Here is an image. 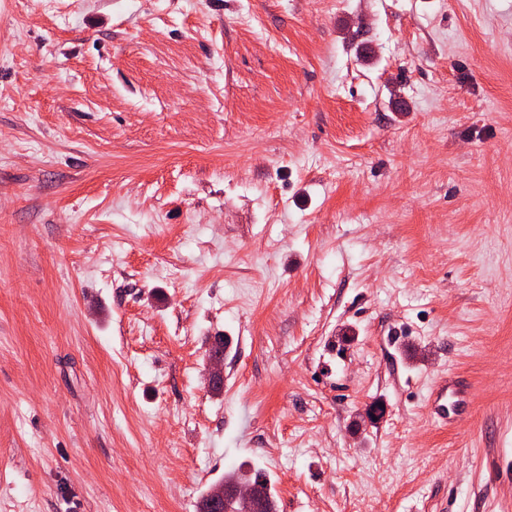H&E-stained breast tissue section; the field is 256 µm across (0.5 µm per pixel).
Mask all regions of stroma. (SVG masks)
Instances as JSON below:
<instances>
[{
    "label": "stroma",
    "mask_w": 512,
    "mask_h": 512,
    "mask_svg": "<svg viewBox=\"0 0 512 512\" xmlns=\"http://www.w3.org/2000/svg\"><path fill=\"white\" fill-rule=\"evenodd\" d=\"M245 464L277 512H512V0H0V512ZM475 399V390L454 375L440 372L434 379L426 400L427 414L442 427L451 425L454 419L469 410Z\"/></svg>",
    "instance_id": "1"
}]
</instances>
